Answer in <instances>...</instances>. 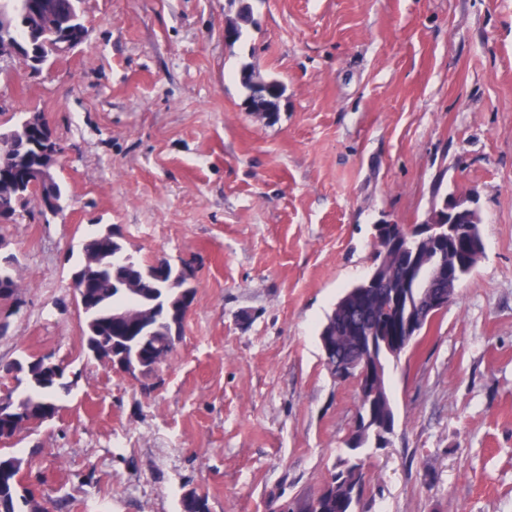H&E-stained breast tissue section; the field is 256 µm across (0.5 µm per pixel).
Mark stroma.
I'll return each instance as SVG.
<instances>
[{
  "instance_id": "obj_1",
  "label": "stroma",
  "mask_w": 512,
  "mask_h": 512,
  "mask_svg": "<svg viewBox=\"0 0 512 512\" xmlns=\"http://www.w3.org/2000/svg\"><path fill=\"white\" fill-rule=\"evenodd\" d=\"M86 41L39 74L0 59V130L44 113L68 197L0 223L19 308L3 366H66L60 411L0 441L53 512H277L347 450L354 382L319 330L373 267L380 219L420 223L434 188L474 193L483 253L387 368L395 433L366 452L359 512H512V0H83ZM282 84L268 123L235 76ZM187 263L194 302L151 388L94 358L71 276L104 228Z\"/></svg>"
}]
</instances>
